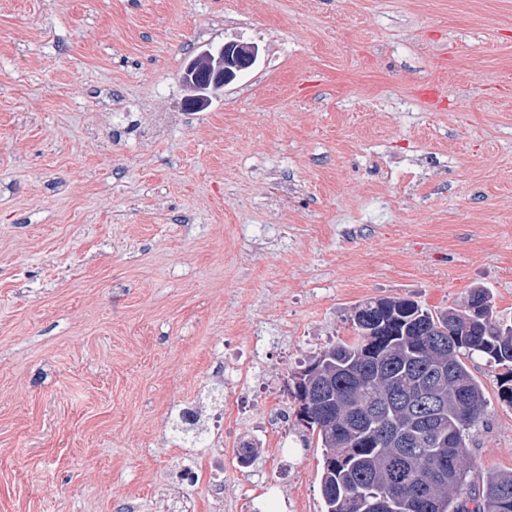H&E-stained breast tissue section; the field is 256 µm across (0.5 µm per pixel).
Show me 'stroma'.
<instances>
[{"instance_id": "35a3bbf8", "label": "stroma", "mask_w": 512, "mask_h": 512, "mask_svg": "<svg viewBox=\"0 0 512 512\" xmlns=\"http://www.w3.org/2000/svg\"><path fill=\"white\" fill-rule=\"evenodd\" d=\"M229 40L257 65L188 110ZM478 286L512 322V0H0V512H324L292 373L359 302Z\"/></svg>"}]
</instances>
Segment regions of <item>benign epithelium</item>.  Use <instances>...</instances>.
<instances>
[{"label": "benign epithelium", "mask_w": 512, "mask_h": 512, "mask_svg": "<svg viewBox=\"0 0 512 512\" xmlns=\"http://www.w3.org/2000/svg\"><path fill=\"white\" fill-rule=\"evenodd\" d=\"M259 59V47L236 40L200 52L187 65L183 81L195 92L187 99L192 108L204 105Z\"/></svg>", "instance_id": "7a95c632"}]
</instances>
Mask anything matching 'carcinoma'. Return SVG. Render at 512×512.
I'll return each mask as SVG.
<instances>
[{
  "label": "carcinoma",
  "instance_id": "cac0c4a2",
  "mask_svg": "<svg viewBox=\"0 0 512 512\" xmlns=\"http://www.w3.org/2000/svg\"><path fill=\"white\" fill-rule=\"evenodd\" d=\"M476 321L452 307L430 310L396 297L368 299L351 318L356 338L321 352L294 384L323 448L325 512H512V470L471 478V431L487 406L466 360L504 369L501 400L512 406V325L488 289L470 290Z\"/></svg>",
  "mask_w": 512,
  "mask_h": 512
}]
</instances>
